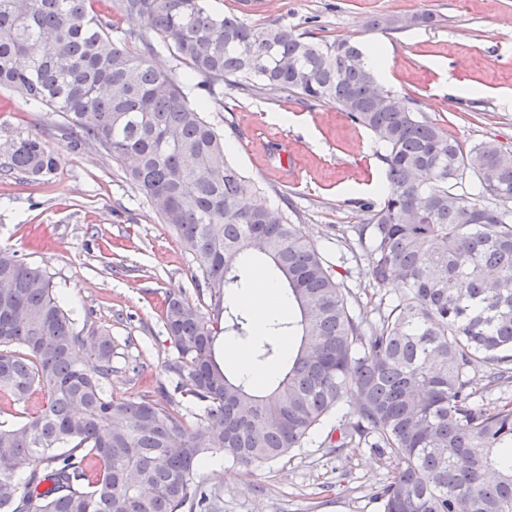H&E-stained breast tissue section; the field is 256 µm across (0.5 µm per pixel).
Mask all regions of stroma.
<instances>
[{
	"label": "stroma",
	"instance_id": "1",
	"mask_svg": "<svg viewBox=\"0 0 512 512\" xmlns=\"http://www.w3.org/2000/svg\"><path fill=\"white\" fill-rule=\"evenodd\" d=\"M278 16L301 31L390 46L387 89L420 107L466 144L493 140L512 148V0H277ZM435 15L432 27L398 33L370 29L380 14ZM475 86L476 97L456 95ZM205 116L223 135L229 158L260 188L263 200L302 225L328 269L352 293V313L372 324L392 297L373 288L366 246L354 227L359 204L380 201L385 169L367 130L334 103L247 97L225 90ZM63 119L0 88V143L30 133L55 153L56 170L40 179L0 176V246L46 270L77 320L110 328L116 345L114 397L148 384L174 388L164 369L175 351L162 304L175 294L196 301L195 265L152 207L131 185L124 164L102 149L70 146ZM353 401L327 416L301 447L251 469L213 453L199 480L216 497L213 512H382L374 493L392 471L368 448L333 451L338 420Z\"/></svg>",
	"mask_w": 512,
	"mask_h": 512
}]
</instances>
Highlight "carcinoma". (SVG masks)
<instances>
[{
	"label": "carcinoma",
	"instance_id": "obj_1",
	"mask_svg": "<svg viewBox=\"0 0 512 512\" xmlns=\"http://www.w3.org/2000/svg\"><path fill=\"white\" fill-rule=\"evenodd\" d=\"M206 2L118 0L141 28L115 37L94 0H0V87L62 113L74 143L132 158L128 179L193 257L198 302L163 307L176 351L165 369L201 406L182 413L161 385L112 396V332L77 328L52 277L0 246V391L45 398L37 415L0 425V512H209L212 490L197 480L207 453L262 467L349 398L336 447L358 440L396 463L375 493L383 512H512V403L491 411L475 399L478 380L512 384V149L466 146L381 87L350 38L252 24ZM397 19L370 27L398 31ZM159 44L212 98L228 86L333 102L371 133L384 195L362 204L355 231L373 287L398 290L377 324L356 320L349 289L285 210L251 201L259 188L228 161L207 104L157 65ZM0 151L7 174L56 168L37 134ZM247 254L268 258L291 307L256 343L252 313L225 303L246 287ZM225 336L253 342L259 366L276 361L279 337L298 342L269 386L226 372Z\"/></svg>",
	"mask_w": 512,
	"mask_h": 512
}]
</instances>
